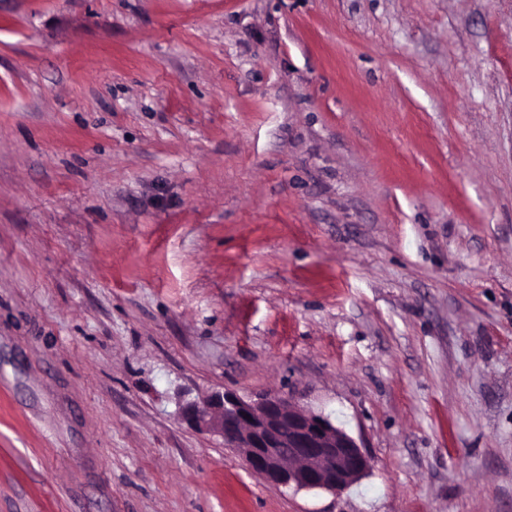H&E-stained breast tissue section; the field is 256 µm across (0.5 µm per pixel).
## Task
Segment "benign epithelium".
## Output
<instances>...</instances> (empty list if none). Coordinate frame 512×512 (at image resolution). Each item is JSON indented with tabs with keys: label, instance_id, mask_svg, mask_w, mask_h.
I'll use <instances>...</instances> for the list:
<instances>
[{
	"label": "benign epithelium",
	"instance_id": "obj_1",
	"mask_svg": "<svg viewBox=\"0 0 512 512\" xmlns=\"http://www.w3.org/2000/svg\"><path fill=\"white\" fill-rule=\"evenodd\" d=\"M178 419L237 449L248 470L266 483L298 490L336 491L370 468L360 444L329 417L279 394L259 402L228 391L185 404Z\"/></svg>",
	"mask_w": 512,
	"mask_h": 512
}]
</instances>
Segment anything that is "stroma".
I'll use <instances>...</instances> for the list:
<instances>
[{
    "instance_id": "stroma-1",
    "label": "stroma",
    "mask_w": 512,
    "mask_h": 512,
    "mask_svg": "<svg viewBox=\"0 0 512 512\" xmlns=\"http://www.w3.org/2000/svg\"><path fill=\"white\" fill-rule=\"evenodd\" d=\"M0 512H512V0H0ZM178 419L221 437L225 447L240 452L248 470L273 486L336 491L370 468L354 437L328 416L279 394L249 402L232 392H214L185 404Z\"/></svg>"
}]
</instances>
